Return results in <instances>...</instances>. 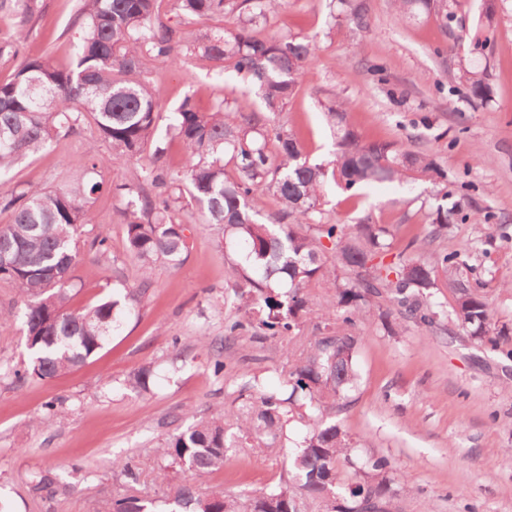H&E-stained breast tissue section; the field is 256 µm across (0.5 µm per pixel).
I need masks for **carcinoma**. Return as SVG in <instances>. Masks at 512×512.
<instances>
[{
    "label": "carcinoma",
    "instance_id": "1",
    "mask_svg": "<svg viewBox=\"0 0 512 512\" xmlns=\"http://www.w3.org/2000/svg\"><path fill=\"white\" fill-rule=\"evenodd\" d=\"M159 0H82L81 36L76 64L60 70L44 57L22 61L14 77L0 83V172L39 153L53 140L72 134L81 117L93 116L112 156L90 155L83 168L93 173L109 163L132 160L153 144L152 161L135 182L115 187L127 199L122 211L130 258L140 263L143 279L135 288L82 310L68 308L70 286L79 261L81 229L95 223L91 204L104 183L91 177L58 188L24 187L0 194V210L12 214L0 228V280L17 288L26 304L24 328L31 352L29 368L15 372L18 381L34 375L52 378L94 355L149 288L150 270L158 261L181 265L188 249L184 224L173 212L190 200L199 223L221 235L237 254L232 269L233 302L243 316L224 325V339L252 336L261 341L292 336L312 310L309 289L332 288L336 306L321 313L328 333L303 346L288 377L276 387L258 377L238 407L192 422L171 435L159 454L197 473L224 468L230 448L275 447L288 426L300 429L293 460L294 479L255 496H236L221 488L205 495L181 485L166 512H369L394 496L396 469L385 457L358 458L330 413L345 409L359 380V337L352 329L373 306L382 328L393 332L398 313L418 325L431 326L450 317L477 345L492 350L512 342L506 326L496 325L492 304L469 280L467 254L425 255L428 242L448 236L461 203L442 201L432 213L429 231L393 252V234L366 217L355 224L323 221L325 186L332 181L350 191L363 185L403 181L408 174L427 177L434 171L425 154L395 142H365L350 128L339 100L324 105L336 128V159L330 166L312 164L291 132L276 134V152L254 130L256 118L230 111L219 99L208 112L185 98L169 125L188 162L182 173L166 165V147L153 141L159 108L157 89L144 78L146 62L165 59L176 65L181 31L159 19ZM344 18L359 29L368 25L365 0H340ZM402 20L422 14L452 17L450 0H393ZM279 0H174L184 16L213 17L245 11L236 30H219L195 46L209 60L232 65L247 77L265 110L280 112L294 95L302 69L314 56L304 37L254 35ZM37 0H0V13L15 19L12 39L0 41V59L20 55ZM471 95L486 101L491 88L487 71L462 66ZM268 190L280 208L262 215L251 207L252 195ZM453 298L444 309L442 288ZM354 471L346 485L342 469ZM94 512H159L155 502L129 495Z\"/></svg>",
    "mask_w": 512,
    "mask_h": 512
}]
</instances>
